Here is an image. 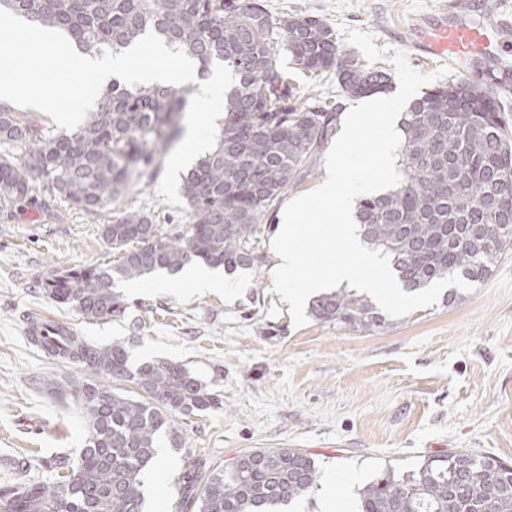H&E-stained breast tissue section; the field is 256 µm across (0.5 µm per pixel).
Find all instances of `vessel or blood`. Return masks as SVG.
<instances>
[{"label": "vessel or blood", "mask_w": 512, "mask_h": 512, "mask_svg": "<svg viewBox=\"0 0 512 512\" xmlns=\"http://www.w3.org/2000/svg\"><path fill=\"white\" fill-rule=\"evenodd\" d=\"M497 0H448L433 14L411 21L401 34L420 58H445L477 74L512 66L500 33Z\"/></svg>", "instance_id": "obj_1"}]
</instances>
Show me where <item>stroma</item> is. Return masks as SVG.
Here are the masks:
<instances>
[{"label":"stroma","instance_id":"1","mask_svg":"<svg viewBox=\"0 0 512 512\" xmlns=\"http://www.w3.org/2000/svg\"><path fill=\"white\" fill-rule=\"evenodd\" d=\"M272 19L310 16L333 28H356L375 44L405 50L396 36L439 0H263ZM301 105H354L335 73L301 86ZM161 173L129 184L120 211L150 213L170 235L185 229L189 209L163 203ZM35 203L0 214V488L47 477V463L74 465L87 431L68 381L73 365L40 351L26 336L28 317L62 322L86 342L129 340L132 357L186 365L221 407L178 417L185 445L164 449L163 488L176 512L178 478L197 460L224 465L249 448H297L319 465V484L293 505L321 512L324 498L354 502L359 483L379 466H413L422 456L472 450L512 462V252L493 275L453 305L437 304L360 331L329 322L295 327L288 303L272 290L277 254L270 212L260 260L231 274L237 289L161 292L147 280L115 285L124 315L89 320L46 297L52 271L105 267L117 259L100 229L108 214L71 206L38 182ZM31 469L17 471L16 458Z\"/></svg>","mask_w":512,"mask_h":512}]
</instances>
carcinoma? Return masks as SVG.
Instances as JSON below:
<instances>
[{
  "instance_id": "obj_1",
  "label": "carcinoma",
  "mask_w": 512,
  "mask_h": 512,
  "mask_svg": "<svg viewBox=\"0 0 512 512\" xmlns=\"http://www.w3.org/2000/svg\"><path fill=\"white\" fill-rule=\"evenodd\" d=\"M0 8L62 30L90 55L125 51L153 31L194 59L200 77L217 62L234 75L216 145L183 180L186 229L162 238L150 215L121 213L101 228L116 263L56 271L43 281L48 298L88 319L125 312L117 281L176 273L190 261L229 274L254 268L269 212L314 168L339 124L333 107L296 105L281 50L298 75L314 80L335 71L351 97L380 92L390 80L384 67L342 53L326 22L275 23L261 0H0ZM189 94L183 86L115 79L69 134L0 101V212L32 198L38 179L87 213L106 209L177 140ZM502 111L494 91L460 79L424 92L402 112L401 182L362 198L355 220L365 245L388 253L405 292L455 273L482 284L512 249V132ZM309 313L365 331L390 325L370 296L348 288L314 297ZM38 345L77 367L71 391L87 442L68 474L1 490L0 512H144L145 479L159 449L183 445L174 416L218 408L221 396L182 364H134L121 338L91 345L70 334ZM113 380L142 394L117 392ZM319 478L314 458L294 448L246 450L225 467L198 460L178 478V512H280ZM355 512H512V464L457 451L425 456L409 470L387 466L359 489Z\"/></svg>"
}]
</instances>
